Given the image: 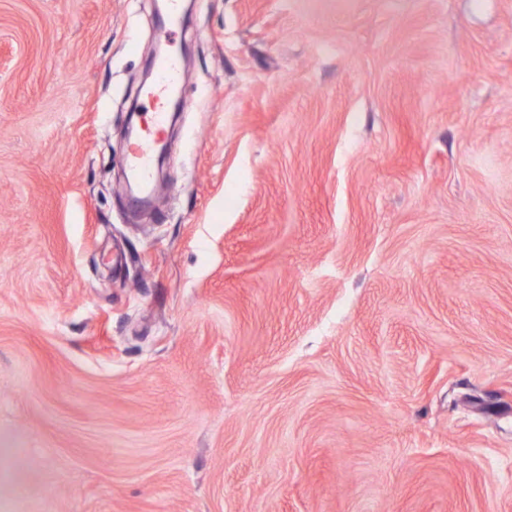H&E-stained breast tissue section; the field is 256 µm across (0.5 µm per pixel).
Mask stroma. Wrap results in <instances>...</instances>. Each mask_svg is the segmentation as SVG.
I'll list each match as a JSON object with an SVG mask.
<instances>
[{"label": "stroma", "instance_id": "stroma-1", "mask_svg": "<svg viewBox=\"0 0 512 512\" xmlns=\"http://www.w3.org/2000/svg\"><path fill=\"white\" fill-rule=\"evenodd\" d=\"M2 48L0 512H512V0H0ZM181 79L180 66L175 57L163 59L158 64V81L155 91L151 94L160 98L170 87L179 83ZM155 150V141L151 135H145L129 148L126 165L138 179L148 183L150 179V163Z\"/></svg>", "mask_w": 512, "mask_h": 512}]
</instances>
